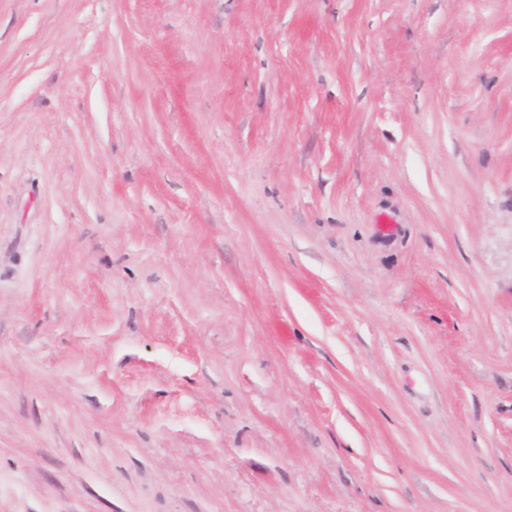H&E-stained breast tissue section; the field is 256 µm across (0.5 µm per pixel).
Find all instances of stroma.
I'll return each mask as SVG.
<instances>
[{"instance_id": "1", "label": "stroma", "mask_w": 512, "mask_h": 512, "mask_svg": "<svg viewBox=\"0 0 512 512\" xmlns=\"http://www.w3.org/2000/svg\"><path fill=\"white\" fill-rule=\"evenodd\" d=\"M0 512H512V0H0Z\"/></svg>"}]
</instances>
